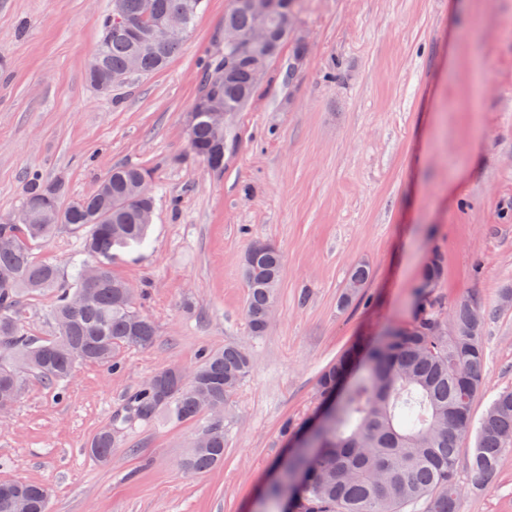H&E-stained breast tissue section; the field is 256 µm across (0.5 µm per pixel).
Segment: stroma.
I'll use <instances>...</instances> for the list:
<instances>
[{
    "instance_id": "35a3bbf8",
    "label": "stroma",
    "mask_w": 512,
    "mask_h": 512,
    "mask_svg": "<svg viewBox=\"0 0 512 512\" xmlns=\"http://www.w3.org/2000/svg\"><path fill=\"white\" fill-rule=\"evenodd\" d=\"M231 0H204L163 70L103 94L86 70L112 0H0V222L30 176L91 192L116 165L150 173V244L113 272L141 294L156 343L123 348L120 370L86 364L55 386L39 377L0 419V482L43 485L49 512H278L263 489L287 455L286 422L306 420L323 369L358 337L408 326L418 305L461 301L487 315L486 383L475 416L512 387V0H299L296 35L257 94L227 121L224 168L189 147L186 114ZM283 253L264 336L245 315L251 240ZM82 239L61 228L34 256L70 276ZM444 261L435 288L421 273ZM371 277L342 306L348 276ZM53 294L27 297L21 329L46 339ZM248 348L249 377L224 414L223 466L180 467L200 422L138 425L111 459L92 439L155 373L201 350ZM473 438L458 456L462 512H512V454L475 483Z\"/></svg>"
}]
</instances>
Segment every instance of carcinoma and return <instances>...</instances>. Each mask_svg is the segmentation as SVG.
<instances>
[{
	"mask_svg": "<svg viewBox=\"0 0 512 512\" xmlns=\"http://www.w3.org/2000/svg\"><path fill=\"white\" fill-rule=\"evenodd\" d=\"M202 0H120L131 36L113 23V13L102 20L96 48L99 72H88L94 87L117 86L132 75L163 69L183 43L180 36L160 50L143 52L140 46L153 28L172 15L187 11L186 30ZM255 17L236 3L224 15V28L250 31ZM259 83L253 65L235 46H224L222 106L238 112ZM227 139L226 129L212 126L202 112L193 128L190 149L207 161ZM147 170L120 166L96 189L67 199L63 180L28 179L15 221L0 224V385L9 384L14 396L35 374L49 384L70 378L80 364L116 366L122 347L149 348L157 340L153 321L137 310L135 291L112 272L115 251L147 241L153 198L138 184ZM66 226L82 237L89 260L74 263L70 283L62 282L57 266L37 261L30 244L50 240ZM282 254L265 243L260 252L243 258L247 288L246 317L250 332L262 336L275 310L282 272ZM442 260L433 257L424 268L420 285L436 287ZM370 277L365 264L349 275L344 301L358 293ZM55 291L48 310L56 327L50 339L26 336L20 328L23 298ZM435 303L419 307L413 322L388 330L377 342H360L342 352L318 381L316 401L335 399L336 412L309 434L307 447L288 460L267 496L280 501L296 475L303 476L293 512H461L457 478L459 442L473 424V402L484 386L487 315L477 303L462 301L440 321ZM371 358L367 373L342 396L337 390L352 365ZM252 371V357L242 345L218 352L203 351L193 374L180 368L164 369L130 392L112 424L91 441L88 454L98 462L112 456L117 435L136 424L160 418L187 421L206 418L203 443L192 442L183 461L190 473L211 471L224 463V418H215L204 404L207 395L227 405ZM512 449V389L501 390L483 413L477 427L470 462L473 478L488 482L497 476L506 452ZM40 485L21 481L0 483V512H47Z\"/></svg>",
	"mask_w": 512,
	"mask_h": 512,
	"instance_id": "carcinoma-1",
	"label": "carcinoma"
}]
</instances>
